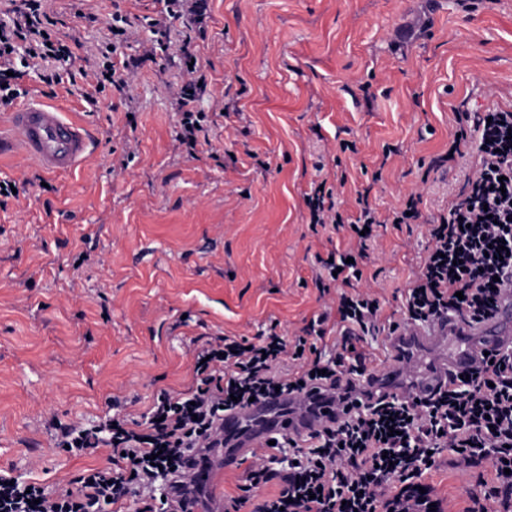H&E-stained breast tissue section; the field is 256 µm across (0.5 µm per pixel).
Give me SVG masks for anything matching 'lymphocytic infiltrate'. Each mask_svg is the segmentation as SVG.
I'll list each match as a JSON object with an SVG mask.
<instances>
[{
	"label": "lymphocytic infiltrate",
	"instance_id": "obj_1",
	"mask_svg": "<svg viewBox=\"0 0 512 512\" xmlns=\"http://www.w3.org/2000/svg\"><path fill=\"white\" fill-rule=\"evenodd\" d=\"M8 12L9 20L0 21L4 106L18 96L9 76L17 48L36 67L73 55L51 29L41 0H10ZM474 124L477 163L447 216L431 226L427 254L405 291L407 319L414 323L441 315L472 322L489 317L504 291L501 276L512 270V108L489 110ZM359 203L365 234L316 274L321 292L337 288L336 314L317 315L292 341L272 332L251 345L232 336L207 342L196 354V389L161 392L142 425L108 419L61 429L59 447L109 448L110 466L87 470L78 491L54 496L38 484L0 475V512H98L130 496L140 512H178L198 493L187 471L224 445L225 412L253 398L306 411L324 399L344 413L316 433L314 444L301 446L281 434L254 451L245 494L280 483L254 512H430L419 479L430 453L447 447L466 466L491 462L484 497L472 498L465 512H488L491 502L499 512H512V349L482 357L468 378L424 397L402 399L362 385L377 362L365 338L385 328L375 295L361 288L377 219L367 198ZM400 329L394 322L385 330L393 335ZM326 339L337 353L325 361L316 343ZM286 447L294 449L295 464L284 473L277 463Z\"/></svg>",
	"mask_w": 512,
	"mask_h": 512
}]
</instances>
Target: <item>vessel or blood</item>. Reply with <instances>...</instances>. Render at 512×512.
Masks as SVG:
<instances>
[{"instance_id": "b4317fda", "label": "vessel or blood", "mask_w": 512, "mask_h": 512, "mask_svg": "<svg viewBox=\"0 0 512 512\" xmlns=\"http://www.w3.org/2000/svg\"><path fill=\"white\" fill-rule=\"evenodd\" d=\"M91 139L85 126L69 119L62 108L43 102H24L15 106L0 122V150L19 152L50 173H68L81 166L89 154ZM429 344L449 345L451 352L436 364L423 380L422 389L470 371L477 349L496 350L512 345V289H506L495 313L480 322L439 320L428 329L412 328L388 341L386 362L373 384L390 383L402 361ZM334 407L316 413L295 414L280 402H259L226 413L224 437L228 446L220 461L194 472L197 486L208 489L222 472L234 469L241 457L262 447L281 432L305 436L328 422Z\"/></svg>"}]
</instances>
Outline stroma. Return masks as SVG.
Returning a JSON list of instances; mask_svg holds the SVG:
<instances>
[{
    "label": "stroma",
    "instance_id": "35a3bbf8",
    "mask_svg": "<svg viewBox=\"0 0 512 512\" xmlns=\"http://www.w3.org/2000/svg\"><path fill=\"white\" fill-rule=\"evenodd\" d=\"M196 4L171 18L164 0H43L55 32L82 43L60 73L111 41L131 92L91 105L33 70L18 82L93 145L69 174L0 154L17 187L0 197V474L76 488L108 452L57 447V427L116 408L137 420L161 392L194 388L193 351L211 338L301 335L336 305L317 259L345 248L362 192L380 220L366 284L402 321L426 223L476 164L448 155L456 110L512 107V0H206L199 24ZM191 57L207 115L192 156L177 103ZM320 183L346 225L311 224ZM412 194L422 223L391 224ZM479 479L446 449L421 481L463 512Z\"/></svg>",
    "mask_w": 512,
    "mask_h": 512
}]
</instances>
